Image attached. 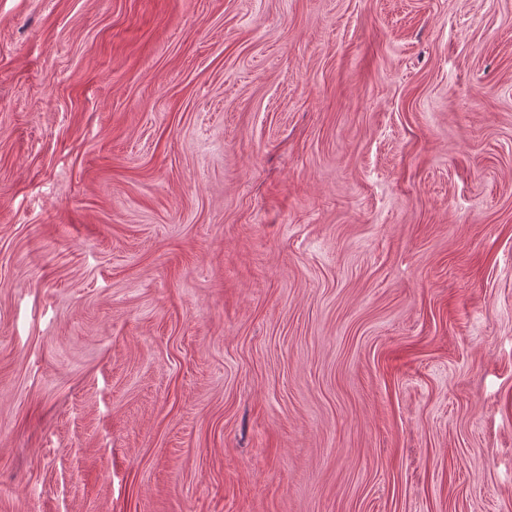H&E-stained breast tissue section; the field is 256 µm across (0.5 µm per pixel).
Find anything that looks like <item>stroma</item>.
<instances>
[{"mask_svg":"<svg viewBox=\"0 0 512 512\" xmlns=\"http://www.w3.org/2000/svg\"><path fill=\"white\" fill-rule=\"evenodd\" d=\"M0 512H512V0H0Z\"/></svg>","mask_w":512,"mask_h":512,"instance_id":"stroma-1","label":"stroma"}]
</instances>
